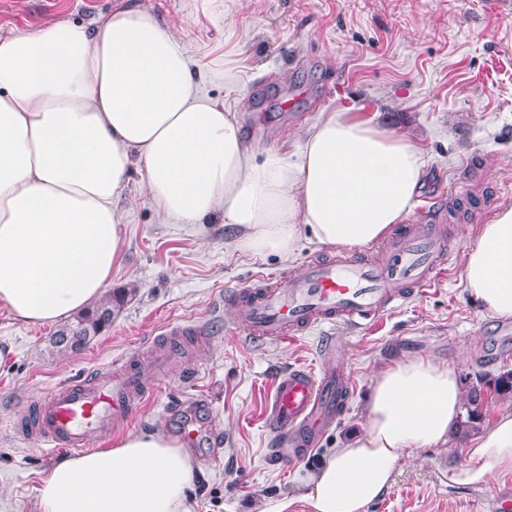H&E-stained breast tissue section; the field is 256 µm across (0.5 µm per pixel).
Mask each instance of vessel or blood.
<instances>
[{
	"mask_svg": "<svg viewBox=\"0 0 512 512\" xmlns=\"http://www.w3.org/2000/svg\"><path fill=\"white\" fill-rule=\"evenodd\" d=\"M437 228L424 234L403 227L379 245L374 258L337 254L309 260L302 273L260 278L233 292L236 327L252 340H292L321 323L361 328L398 307L407 290L424 293L445 270ZM149 364L121 371L103 369L65 384L41 400L30 436L52 451L80 452L91 435H104L137 411L155 392L147 382ZM352 380L344 364L317 372L291 369L280 374L269 394L267 424L307 452L342 412Z\"/></svg>",
	"mask_w": 512,
	"mask_h": 512,
	"instance_id": "obj_1",
	"label": "vessel or blood"
}]
</instances>
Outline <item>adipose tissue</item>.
I'll return each mask as SVG.
<instances>
[{"label":"adipose tissue","instance_id":"ef3b65f1","mask_svg":"<svg viewBox=\"0 0 512 512\" xmlns=\"http://www.w3.org/2000/svg\"><path fill=\"white\" fill-rule=\"evenodd\" d=\"M169 224H221L241 249L292 256L298 241L359 248L410 213L425 177L404 135L349 112L308 133L299 164L256 160L236 113L159 18L122 6L87 27L61 21L0 39V308L32 325L92 307L109 287L127 227L132 171ZM467 291L512 318V205L465 252ZM464 391L453 368L406 358L372 380L361 433L305 477L309 512H365L406 449L457 434ZM451 480L512 473V410L469 437ZM195 462L164 432L59 458L38 512H194Z\"/></svg>","mask_w":512,"mask_h":512}]
</instances>
